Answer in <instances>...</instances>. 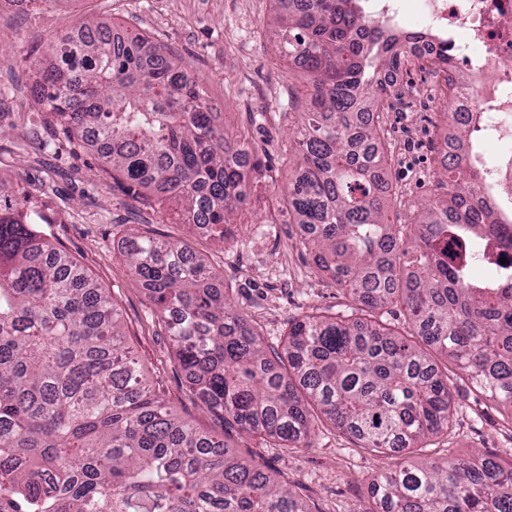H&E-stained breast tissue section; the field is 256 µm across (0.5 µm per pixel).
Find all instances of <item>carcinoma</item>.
<instances>
[{
  "label": "carcinoma",
  "instance_id": "1",
  "mask_svg": "<svg viewBox=\"0 0 512 512\" xmlns=\"http://www.w3.org/2000/svg\"><path fill=\"white\" fill-rule=\"evenodd\" d=\"M282 54L311 78L294 136L301 165L288 211L318 268L352 296L355 318L304 316L268 350L224 290L223 275L178 243L126 235V257L192 390L242 431L286 446L315 436L309 409L378 456H404L448 430V370L465 371L488 405L512 409V268L474 275L483 240L501 232L477 172L444 155L439 197L410 224L387 220L388 157L370 120L402 65L401 34L364 19L360 0L280 7ZM50 42L35 103L73 150L104 143L112 188L143 205L181 207L221 240L246 201L245 175L190 66L156 46V62L82 23ZM473 148L476 119L446 113ZM41 216L0 179V512H311L224 436L169 410L145 379L114 303L38 230ZM402 301L411 332L373 320ZM366 512H512V462L476 453L380 471Z\"/></svg>",
  "mask_w": 512,
  "mask_h": 512
}]
</instances>
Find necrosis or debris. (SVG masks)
<instances>
[{
    "instance_id": "4bbe7bcc",
    "label": "necrosis or debris",
    "mask_w": 512,
    "mask_h": 512,
    "mask_svg": "<svg viewBox=\"0 0 512 512\" xmlns=\"http://www.w3.org/2000/svg\"><path fill=\"white\" fill-rule=\"evenodd\" d=\"M363 9L377 24L419 32L404 44L408 67L447 60V78L418 94L430 106L450 101L462 115H480L482 150H463V161L478 170L486 197L511 224L512 0H363Z\"/></svg>"
}]
</instances>
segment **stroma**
I'll use <instances>...</instances> for the list:
<instances>
[{
  "instance_id": "1",
  "label": "stroma",
  "mask_w": 512,
  "mask_h": 512,
  "mask_svg": "<svg viewBox=\"0 0 512 512\" xmlns=\"http://www.w3.org/2000/svg\"><path fill=\"white\" fill-rule=\"evenodd\" d=\"M276 7L275 0H36L27 9L0 8V85L13 91L0 105V175L26 193L29 207L44 216L48 237L109 295L145 376L175 414L199 429L223 433L230 450L287 483L313 512H365L369 487L389 460L326 421L310 444L294 447L224 429L191 390L124 252L123 239L134 226L205 255L223 274L237 309L275 348L304 315L352 314L350 296L303 249V229L286 204L300 164L293 136L309 80L278 50L268 23ZM81 20L136 32L150 48L171 47L203 80L230 137L248 146L246 201L230 239L183 223L174 207L149 208L113 191L97 147L71 151L51 117L34 110L31 88L47 43ZM433 78V71L409 69L385 94L381 148L390 163L389 216L395 224L410 223L419 205L436 194L437 149L446 121L413 93ZM49 140L53 148L42 149ZM448 376L454 395L449 428L414 449L411 462L423 465L451 452L466 459L478 451L511 462L506 411L488 408L464 371L453 367Z\"/></svg>"
}]
</instances>
